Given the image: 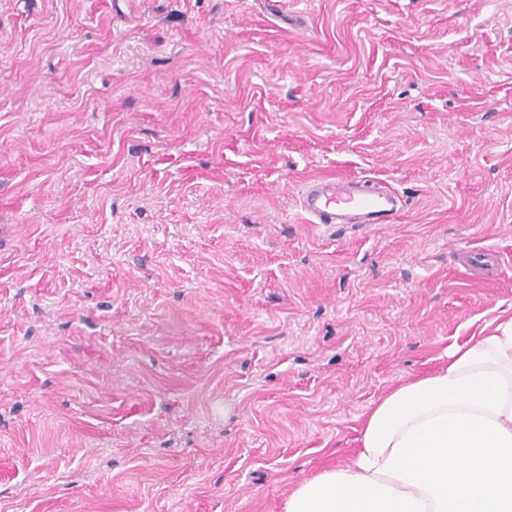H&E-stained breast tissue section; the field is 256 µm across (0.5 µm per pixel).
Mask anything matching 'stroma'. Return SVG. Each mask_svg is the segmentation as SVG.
Here are the masks:
<instances>
[{"label": "stroma", "instance_id": "stroma-1", "mask_svg": "<svg viewBox=\"0 0 512 512\" xmlns=\"http://www.w3.org/2000/svg\"><path fill=\"white\" fill-rule=\"evenodd\" d=\"M503 311L512 0H0V512H282ZM402 208L394 188L343 178L313 182L301 201L311 224H393Z\"/></svg>", "mask_w": 512, "mask_h": 512}]
</instances>
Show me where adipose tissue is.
Listing matches in <instances>:
<instances>
[{
  "instance_id": "1",
  "label": "adipose tissue",
  "mask_w": 512,
  "mask_h": 512,
  "mask_svg": "<svg viewBox=\"0 0 512 512\" xmlns=\"http://www.w3.org/2000/svg\"><path fill=\"white\" fill-rule=\"evenodd\" d=\"M386 393L352 463L297 485L283 512H512V316Z\"/></svg>"
}]
</instances>
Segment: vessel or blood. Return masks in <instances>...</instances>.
Here are the masks:
<instances>
[{
  "instance_id": "1",
  "label": "vessel or blood",
  "mask_w": 512,
  "mask_h": 512,
  "mask_svg": "<svg viewBox=\"0 0 512 512\" xmlns=\"http://www.w3.org/2000/svg\"><path fill=\"white\" fill-rule=\"evenodd\" d=\"M402 208L394 188L343 178L313 182L301 201L312 224H391Z\"/></svg>"
}]
</instances>
